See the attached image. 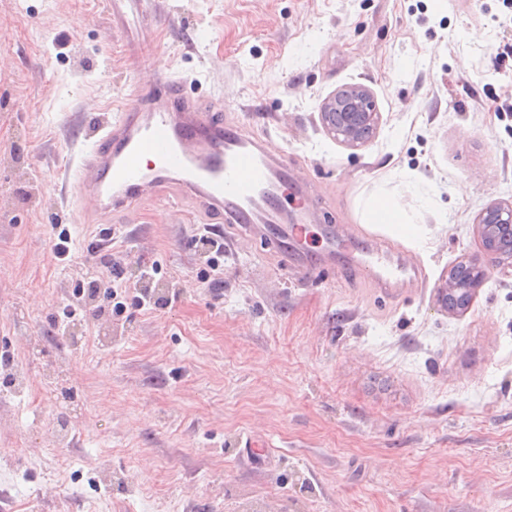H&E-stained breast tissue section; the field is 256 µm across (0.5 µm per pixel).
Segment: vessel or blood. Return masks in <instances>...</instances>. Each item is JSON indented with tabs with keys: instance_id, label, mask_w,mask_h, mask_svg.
Here are the masks:
<instances>
[{
	"instance_id": "b4317fda",
	"label": "vessel or blood",
	"mask_w": 512,
	"mask_h": 512,
	"mask_svg": "<svg viewBox=\"0 0 512 512\" xmlns=\"http://www.w3.org/2000/svg\"><path fill=\"white\" fill-rule=\"evenodd\" d=\"M287 165L266 140L225 126L173 79L136 99L95 134L72 188L83 213L130 212L147 193L177 189L213 219L281 224Z\"/></svg>"
}]
</instances>
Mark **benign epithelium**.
<instances>
[{"instance_id": "7a95c632", "label": "benign epithelium", "mask_w": 512, "mask_h": 512, "mask_svg": "<svg viewBox=\"0 0 512 512\" xmlns=\"http://www.w3.org/2000/svg\"><path fill=\"white\" fill-rule=\"evenodd\" d=\"M321 118L337 140L350 147H360L373 137L380 113L371 93L362 85L352 84L323 103ZM476 224L482 242L481 255L465 259L463 265L479 270L480 278L474 283L445 280L437 289V302L445 309L448 297L457 289L480 287L493 269L512 270V254L503 249L512 242V204L488 206L478 215Z\"/></svg>"}]
</instances>
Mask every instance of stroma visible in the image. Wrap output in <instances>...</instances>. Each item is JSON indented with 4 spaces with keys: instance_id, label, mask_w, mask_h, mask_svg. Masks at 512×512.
I'll list each match as a JSON object with an SVG mask.
<instances>
[{
    "instance_id": "stroma-1",
    "label": "stroma",
    "mask_w": 512,
    "mask_h": 512,
    "mask_svg": "<svg viewBox=\"0 0 512 512\" xmlns=\"http://www.w3.org/2000/svg\"><path fill=\"white\" fill-rule=\"evenodd\" d=\"M143 22L141 42L102 0H0V512H512V276L462 312L435 301L479 255V213L512 201V0H145ZM164 72L267 136L307 237L288 253L146 197L113 222L128 287L165 307L61 341L109 237L74 213L64 164ZM354 83L381 114L358 149L320 117ZM380 194L417 239L367 223ZM333 231L349 249L324 264ZM390 240L404 269L384 290L356 265Z\"/></svg>"
}]
</instances>
